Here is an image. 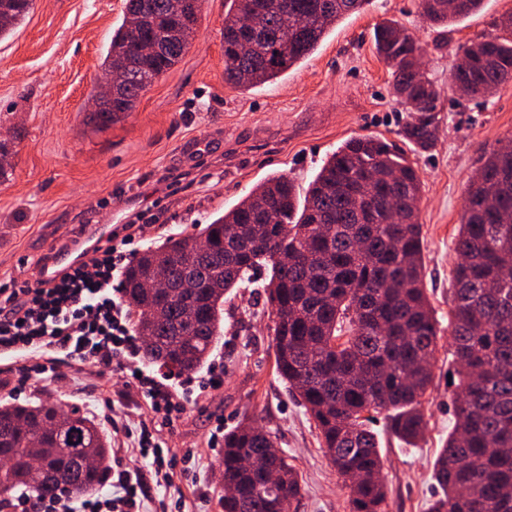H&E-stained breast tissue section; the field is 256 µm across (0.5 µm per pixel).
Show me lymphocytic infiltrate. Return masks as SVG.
Returning <instances> with one entry per match:
<instances>
[{
	"label": "lymphocytic infiltrate",
	"instance_id": "f902f5d3",
	"mask_svg": "<svg viewBox=\"0 0 512 512\" xmlns=\"http://www.w3.org/2000/svg\"><path fill=\"white\" fill-rule=\"evenodd\" d=\"M140 230L137 224L122 225L109 244L53 280L1 286L0 354H13L23 384L50 372L42 361L48 351L65 353L78 379L99 381L106 369L118 367L131 378L154 423L167 425L186 412L188 402L153 376L139 374L140 346L120 298V276L136 250ZM109 485V491L85 497L20 493L9 507L11 512H143L140 479L123 461H116Z\"/></svg>",
	"mask_w": 512,
	"mask_h": 512
}]
</instances>
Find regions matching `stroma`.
Listing matches in <instances>:
<instances>
[{"label": "stroma", "mask_w": 512, "mask_h": 512, "mask_svg": "<svg viewBox=\"0 0 512 512\" xmlns=\"http://www.w3.org/2000/svg\"><path fill=\"white\" fill-rule=\"evenodd\" d=\"M123 0H34L13 35L0 40V143L10 154L0 178V285L31 279L39 257L91 224L154 214L149 243L209 223L273 172L307 187L344 141L373 136L395 145L420 180L425 285L437 321L434 382L424 409L425 437L409 445L376 425L387 488L385 512H428L435 456L454 425V369L449 336L455 240L468 187L486 154L512 143V82L486 100L455 92L450 73L460 49L499 36L512 0H484L480 11L448 28L419 14L418 0H372L337 25L305 62L277 83L244 92L224 82V0H203L193 39L180 62L142 92L135 108L109 123L90 119L101 63ZM392 20L423 49V70L440 89L436 140L421 150L403 136L411 113L397 104L391 73L377 55L374 29ZM273 322L262 289H241L224 314V338L210 358L224 381L197 397L160 436L174 459L191 453L195 469L175 467L169 487L128 458L145 489L144 512H168L182 498L188 512H219L223 451L209 445L216 422L233 429L250 416L272 432L302 477L296 512H348L349 490L323 454L315 424L274 367ZM57 374L32 379L16 394L17 375L0 366V403L51 397L81 406L112 448L130 446L126 421H149L121 373L105 387L71 385L64 356Z\"/></svg>", "instance_id": "obj_1"}]
</instances>
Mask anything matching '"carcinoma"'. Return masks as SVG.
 Listing matches in <instances>:
<instances>
[{
    "instance_id": "obj_1",
    "label": "carcinoma",
    "mask_w": 512,
    "mask_h": 512,
    "mask_svg": "<svg viewBox=\"0 0 512 512\" xmlns=\"http://www.w3.org/2000/svg\"><path fill=\"white\" fill-rule=\"evenodd\" d=\"M33 0H0V39L22 24ZM201 0H126L102 63L117 76L114 121L180 61L198 23ZM371 0H225L224 83L253 89L274 83L308 58L342 20ZM483 0H419L430 23L476 12ZM375 49L388 65L396 100L417 118L405 136L422 148L436 138L439 91L414 70L423 52L392 22L377 26ZM462 81L471 99L512 81V38L464 50ZM417 171L393 145L362 136L327 156L304 192L284 173L257 182L238 203L192 234L167 236L128 265L123 295L135 332L153 340L148 365L204 368L224 336V303L267 271L274 316L275 366L316 422L325 456L348 482L349 512H385L377 433L384 415L407 443L426 422L423 398L438 336L427 297L416 202ZM449 314L457 378L454 426L433 464L440 495L429 512H512V150L492 153L465 197L456 240ZM272 433L242 423L224 435L221 512H291L301 496L288 457L271 452ZM47 464L30 477L33 459ZM0 505L17 492L86 495L111 472L104 431L78 406L0 404ZM275 468L279 485L254 491L258 471Z\"/></svg>"
}]
</instances>
